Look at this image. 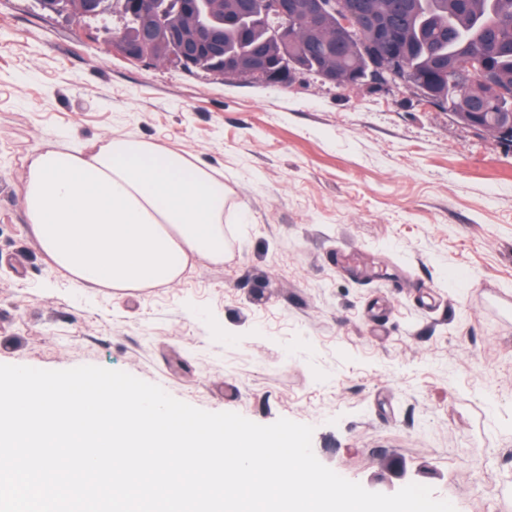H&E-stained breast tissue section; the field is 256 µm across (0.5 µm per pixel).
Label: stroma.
Here are the masks:
<instances>
[{
    "instance_id": "obj_1",
    "label": "stroma",
    "mask_w": 512,
    "mask_h": 512,
    "mask_svg": "<svg viewBox=\"0 0 512 512\" xmlns=\"http://www.w3.org/2000/svg\"><path fill=\"white\" fill-rule=\"evenodd\" d=\"M107 28L0 0V169L45 141L133 136L224 173V260L86 289L0 179V364L95 365L209 412L313 427L372 492L512 512V143L403 84L185 73ZM350 247L358 264L336 263ZM126 17L128 18L127 25L120 34L123 33L125 38L135 39L138 36L137 21L130 15H126ZM123 36L115 37L113 44L124 56L136 61L154 60V57L142 45L127 41Z\"/></svg>"
}]
</instances>
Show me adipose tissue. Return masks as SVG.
I'll return each instance as SVG.
<instances>
[{"mask_svg": "<svg viewBox=\"0 0 512 512\" xmlns=\"http://www.w3.org/2000/svg\"><path fill=\"white\" fill-rule=\"evenodd\" d=\"M24 213L42 256L86 288L138 290L224 260V175L140 139L27 159Z\"/></svg>", "mask_w": 512, "mask_h": 512, "instance_id": "ef3b65f1", "label": "adipose tissue"}]
</instances>
